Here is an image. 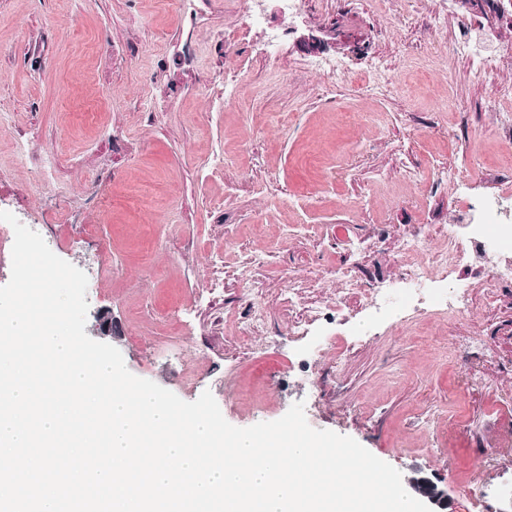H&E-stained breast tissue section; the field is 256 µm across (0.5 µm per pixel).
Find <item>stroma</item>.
<instances>
[{"mask_svg": "<svg viewBox=\"0 0 512 512\" xmlns=\"http://www.w3.org/2000/svg\"><path fill=\"white\" fill-rule=\"evenodd\" d=\"M464 39L499 50L494 75L444 55ZM329 59L384 62L397 86L312 70ZM506 110L512 0H0V211L86 273L89 337L108 311L133 375L211 392L237 427L303 402L311 427L447 489V512L512 506V462L493 460L512 439V283L490 302L484 267L455 266L468 320L412 304L385 321L333 272L396 280L404 238L446 249L469 206L512 200ZM134 186L162 205L135 208ZM246 284L266 305L249 344Z\"/></svg>", "mask_w": 512, "mask_h": 512, "instance_id": "1", "label": "stroma"}]
</instances>
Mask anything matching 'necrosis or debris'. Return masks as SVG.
Returning a JSON list of instances; mask_svg holds the SVG:
<instances>
[{
  "label": "necrosis or debris",
  "instance_id": "necrosis-or-debris-1",
  "mask_svg": "<svg viewBox=\"0 0 512 512\" xmlns=\"http://www.w3.org/2000/svg\"><path fill=\"white\" fill-rule=\"evenodd\" d=\"M509 245H512V212L504 214L498 224L484 222L476 216L470 223L450 225L448 247L444 250L431 249L429 234L408 238L400 245V254H427L430 270L407 268L404 285H390L367 293L365 307L374 313L386 314L402 302H431L446 307L455 319H465L471 307L466 292L451 294L438 287L436 272L473 260L481 261L487 270L484 280L487 296L495 298L499 283L512 280V263L500 260L503 249Z\"/></svg>",
  "mask_w": 512,
  "mask_h": 512
}]
</instances>
